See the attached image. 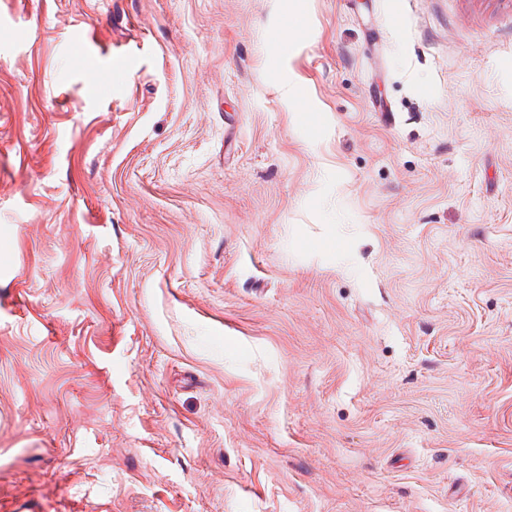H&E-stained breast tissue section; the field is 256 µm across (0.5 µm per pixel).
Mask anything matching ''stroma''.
I'll return each instance as SVG.
<instances>
[{"label": "stroma", "instance_id": "1", "mask_svg": "<svg viewBox=\"0 0 512 512\" xmlns=\"http://www.w3.org/2000/svg\"><path fill=\"white\" fill-rule=\"evenodd\" d=\"M0 512H512V0H0Z\"/></svg>", "mask_w": 512, "mask_h": 512}]
</instances>
